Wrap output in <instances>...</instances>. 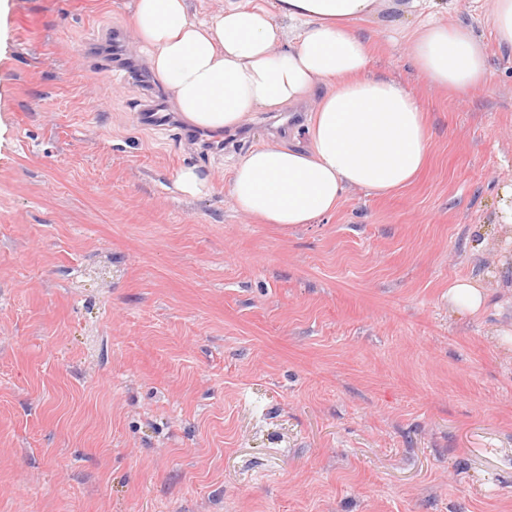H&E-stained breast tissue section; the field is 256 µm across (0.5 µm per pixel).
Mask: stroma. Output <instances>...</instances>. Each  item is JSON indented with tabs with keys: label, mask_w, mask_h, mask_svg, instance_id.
Returning <instances> with one entry per match:
<instances>
[{
	"label": "stroma",
	"mask_w": 512,
	"mask_h": 512,
	"mask_svg": "<svg viewBox=\"0 0 512 512\" xmlns=\"http://www.w3.org/2000/svg\"><path fill=\"white\" fill-rule=\"evenodd\" d=\"M408 2L362 31L421 100L428 167L288 226L226 185L305 143L312 102L205 146L141 124L90 51L126 33L150 63L136 0H0V512H512V58L493 0H446L490 77L432 89L379 23ZM184 167L212 192L179 194ZM458 280L481 309L450 305ZM485 297V291L471 281H458L448 289L449 300L460 310H478L483 305Z\"/></svg>",
	"instance_id": "stroma-1"
}]
</instances>
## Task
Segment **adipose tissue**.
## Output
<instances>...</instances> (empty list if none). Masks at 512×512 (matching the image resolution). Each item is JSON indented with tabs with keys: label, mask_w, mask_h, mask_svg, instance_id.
Masks as SVG:
<instances>
[{
	"label": "adipose tissue",
	"mask_w": 512,
	"mask_h": 512,
	"mask_svg": "<svg viewBox=\"0 0 512 512\" xmlns=\"http://www.w3.org/2000/svg\"><path fill=\"white\" fill-rule=\"evenodd\" d=\"M379 0H226L190 19L186 0H137V37L179 110L214 131L245 115L315 98L307 144H265L236 162L228 185L238 209L261 224H316L347 188L388 195L412 185L430 157L419 97L370 75L361 24ZM291 39H284L283 23ZM407 56L432 87L464 96L483 87L490 57L470 24L407 30Z\"/></svg>",
	"instance_id": "ef3b65f1"
}]
</instances>
